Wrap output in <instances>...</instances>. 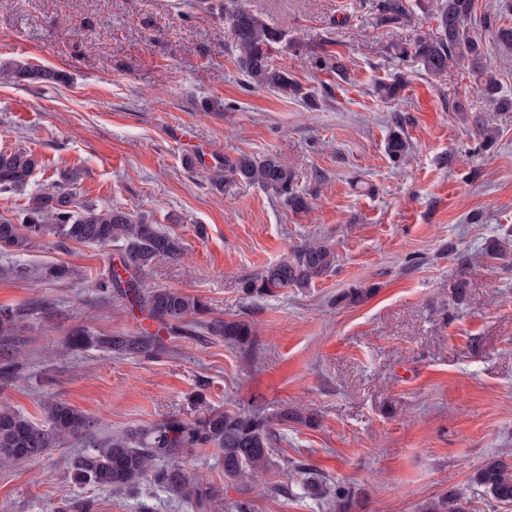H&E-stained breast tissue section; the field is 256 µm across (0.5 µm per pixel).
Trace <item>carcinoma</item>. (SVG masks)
I'll list each match as a JSON object with an SVG mask.
<instances>
[{"instance_id":"cac0c4a2","label":"carcinoma","mask_w":512,"mask_h":512,"mask_svg":"<svg viewBox=\"0 0 512 512\" xmlns=\"http://www.w3.org/2000/svg\"><path fill=\"white\" fill-rule=\"evenodd\" d=\"M418 7L433 14L436 32L428 39L392 46L402 60L416 61L431 76H442L454 64H465L475 74L482 94L502 108H512V98L500 95L499 82L484 58L481 42L466 29L474 9V0H419ZM371 9L380 25L402 24L410 17L409 0H371ZM224 25L233 41L235 60L247 84L253 88L296 96L301 85L288 72L277 68L273 57L284 50L304 53L321 71L347 79L348 66L339 54L312 51L287 38L285 31L272 27L257 13L246 8L243 0H224ZM0 74L19 81L54 86L66 82L65 73L30 63H0ZM404 87L398 75L382 82L376 94L383 100L397 98ZM393 161L405 159L412 144L403 132L393 131L386 143ZM39 166L37 155L22 147L0 151V193L28 186ZM214 182L257 185L282 201L293 211L309 208L310 203L296 189V175L276 153L261 157L241 154L224 157V175ZM79 175L73 170L60 173L52 189L33 196L23 213L22 223L0 219V249L23 252L34 239L52 234L65 244L69 241L104 246L122 243V264L128 279L113 271L112 281L97 283L103 294L112 291L125 297L173 335L192 336L196 328L221 338L224 344L251 348L255 331L243 319L206 320L205 302L198 296L174 288L145 287L139 273L158 258L178 261L186 254L185 243L144 217L135 218L118 208L100 209L79 199ZM336 263L334 250L326 244L309 242L296 246L291 254L244 278L242 293L250 298L274 294L281 288H310L315 279L326 275ZM369 288H350L339 302L354 305L370 294ZM24 329V317L18 312L0 311V335L3 340ZM76 350H103L119 356L150 358L166 349L159 333L145 330L134 334L105 336L83 326L67 337ZM45 424L32 422L6 402H0V469H9L36 458L48 449L66 442L90 440L87 449L69 456L65 468L73 483L119 492L138 491L155 485L170 496L190 504L194 512H213L221 502L224 488L248 486L275 464L279 449L278 427L288 423L313 427L317 416L284 407L272 414L254 409L210 408L194 419L169 416L148 426L130 427L119 434L95 435L100 422L88 417L67 401L50 398L43 403ZM211 448L224 466V484L212 482L188 466L194 453ZM307 493L333 500L336 512H357L360 502L343 486H330L325 477L309 472L305 478ZM472 484L486 498L503 505L512 504V462L492 455L486 458L472 477ZM90 498L64 499L55 512H94ZM421 512H474L473 500L459 492H446L424 504Z\"/></svg>"}]
</instances>
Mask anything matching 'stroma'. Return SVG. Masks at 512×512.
<instances>
[{
  "mask_svg": "<svg viewBox=\"0 0 512 512\" xmlns=\"http://www.w3.org/2000/svg\"><path fill=\"white\" fill-rule=\"evenodd\" d=\"M244 3L288 37L345 56L347 83L288 50L274 62L302 95L247 87L224 0H0V62L68 77L53 89L0 77V149L24 147L41 161L25 189L0 193V217L18 216L60 171L77 170L83 199L184 240L181 260L146 270L148 286L202 298L212 319L245 318L257 340L251 357L207 337H168L152 358L69 350L73 327L110 336L150 322L94 287L118 266L121 244L62 246L45 235L27 251L0 250V310L26 314L12 341L21 367L0 381V400L40 424L55 396L112 433L209 408L312 410L317 425L281 426L279 446L351 488L359 512H420L451 490L473 495L476 512H512L470 483L486 456L512 457V265L484 255L512 241V109L483 97L466 66L430 76L389 54L435 31L420 10L382 26L368 0ZM501 24L512 26V0H475L468 26L512 97V52L493 40ZM396 73L407 81L398 99L372 95ZM458 98L467 111H448ZM476 115L494 147H483ZM399 125L414 151L398 164L386 142ZM180 127L209 164L187 159ZM269 152L295 171L309 210L256 185H214L225 157ZM307 241L333 247L331 272L303 291L242 294L245 277ZM462 279L470 287L457 304ZM349 288L371 294L338 303ZM78 449L67 443L0 470V512H54L78 497L93 498L96 512H190L154 486L128 495L71 483L64 460ZM270 481L287 492L268 494ZM245 497L254 512H331L301 475L277 469L248 490L227 488L219 512Z\"/></svg>",
  "mask_w": 512,
  "mask_h": 512,
  "instance_id": "1",
  "label": "stroma"
}]
</instances>
